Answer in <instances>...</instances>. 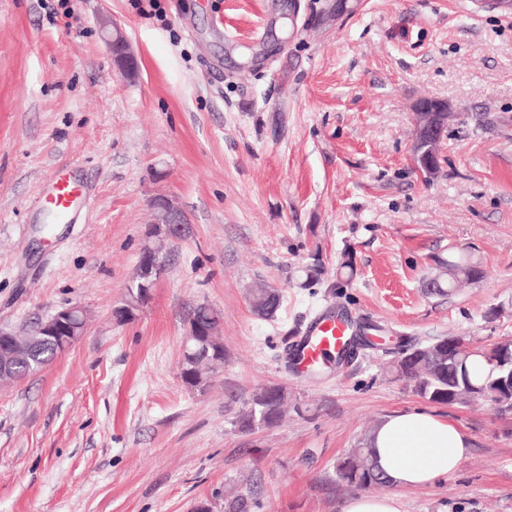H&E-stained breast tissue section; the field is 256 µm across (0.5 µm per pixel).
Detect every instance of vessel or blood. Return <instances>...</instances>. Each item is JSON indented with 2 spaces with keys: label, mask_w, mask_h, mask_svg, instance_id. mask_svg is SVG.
Masks as SVG:
<instances>
[{
  "label": "vessel or blood",
  "mask_w": 512,
  "mask_h": 512,
  "mask_svg": "<svg viewBox=\"0 0 512 512\" xmlns=\"http://www.w3.org/2000/svg\"><path fill=\"white\" fill-rule=\"evenodd\" d=\"M78 186L71 177L56 176L45 196V203L64 220L70 219ZM355 333V319L351 313L327 307L312 315L296 336L288 363L297 373L324 364L329 355L338 353Z\"/></svg>",
  "instance_id": "b4317fda"
}]
</instances>
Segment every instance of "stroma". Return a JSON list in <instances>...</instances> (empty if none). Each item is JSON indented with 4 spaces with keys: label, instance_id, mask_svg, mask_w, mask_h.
<instances>
[{
    "label": "stroma",
    "instance_id": "obj_1",
    "mask_svg": "<svg viewBox=\"0 0 512 512\" xmlns=\"http://www.w3.org/2000/svg\"><path fill=\"white\" fill-rule=\"evenodd\" d=\"M0 0V326L78 304V342L0 385V512H338L337 462L386 416L424 408L470 454L431 486L384 487L402 512H512V415L489 400L439 405L395 381L405 342L512 337V13L474 0ZM223 24H216V17ZM137 60L121 75L100 21ZM447 101L434 175L412 151L413 108ZM69 174L91 198L49 225L41 195ZM164 195L189 232L149 302L125 296ZM484 276L449 296L425 279L449 252ZM355 272L340 269L344 255ZM324 275L304 288L300 270ZM279 291L275 318L249 292ZM221 313L224 364L180 380L186 320ZM379 328L348 363L295 376L286 362L316 310ZM286 389L277 425L233 421L254 390Z\"/></svg>",
    "mask_w": 512,
    "mask_h": 512
}]
</instances>
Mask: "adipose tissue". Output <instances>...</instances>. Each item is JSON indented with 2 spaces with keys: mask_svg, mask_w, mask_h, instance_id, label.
Returning a JSON list of instances; mask_svg holds the SVG:
<instances>
[{
  "mask_svg": "<svg viewBox=\"0 0 512 512\" xmlns=\"http://www.w3.org/2000/svg\"><path fill=\"white\" fill-rule=\"evenodd\" d=\"M366 447L392 485L413 489L456 472L469 454L470 440L448 419L411 409L381 421Z\"/></svg>",
  "mask_w": 512,
  "mask_h": 512,
  "instance_id": "1",
  "label": "adipose tissue"
}]
</instances>
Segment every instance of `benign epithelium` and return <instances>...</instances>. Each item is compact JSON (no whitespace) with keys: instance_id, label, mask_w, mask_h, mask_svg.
<instances>
[{"instance_id":"obj_1","label":"benign epithelium","mask_w":512,"mask_h":512,"mask_svg":"<svg viewBox=\"0 0 512 512\" xmlns=\"http://www.w3.org/2000/svg\"><path fill=\"white\" fill-rule=\"evenodd\" d=\"M103 39L113 54L119 69L126 75L136 72L133 67L134 55L119 25L107 19L101 22ZM415 139L413 154L423 157L427 172H432L438 165L440 145L444 131L448 128V104L437 100L428 104L421 100L414 106ZM153 223L159 231H150L148 243L142 251L139 271L134 281L129 285L134 293L135 301L127 300L118 308L116 315L119 320L127 321L136 316L139 302L147 299L155 284V269L163 263L166 257L165 244L168 241L182 238L189 232L183 212L165 196L151 200ZM87 327L86 311L79 305H70L58 310L54 315L39 322L35 335L5 332L0 329V382L13 378L16 366L30 360L33 346L52 340L63 346L74 343L84 335ZM217 335L216 330L208 329L193 318H188L185 340L194 341L202 336Z\"/></svg>"}]
</instances>
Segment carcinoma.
<instances>
[{
	"instance_id": "cac0c4a2",
	"label": "carcinoma",
	"mask_w": 512,
	"mask_h": 512,
	"mask_svg": "<svg viewBox=\"0 0 512 512\" xmlns=\"http://www.w3.org/2000/svg\"><path fill=\"white\" fill-rule=\"evenodd\" d=\"M483 271L477 261L466 255H450L440 262L439 273L428 279L435 284L433 293L451 294L461 281H477ZM253 311L277 310L279 294L272 288H254L250 292ZM509 347L494 344L490 347L463 348L454 337H442L429 344H410L391 366L393 378L412 392L435 404L465 405L475 398H488L499 406L503 415L512 414L506 401L512 398L504 380L512 375V363L504 359ZM62 349L46 341L39 345L31 365L20 366L14 376L18 380L41 370L51 363ZM288 393L280 386H263L253 393L234 421L242 432L261 426H274L282 419ZM336 480L357 489L386 485L388 480L376 467L367 448H352L336 465ZM254 503L241 495L224 496V512H250Z\"/></svg>"
}]
</instances>
